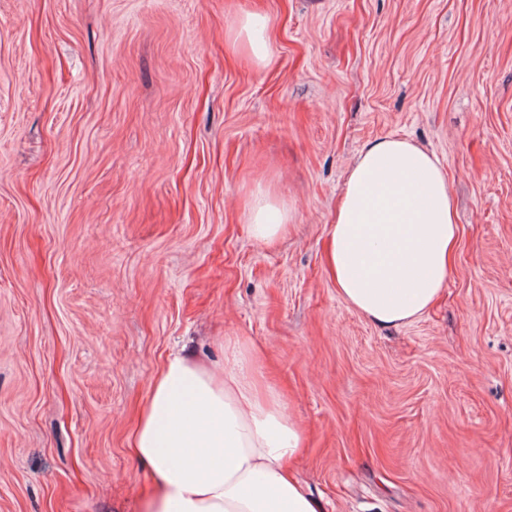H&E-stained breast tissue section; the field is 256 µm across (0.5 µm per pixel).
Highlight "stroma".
I'll return each mask as SVG.
<instances>
[{
    "label": "stroma",
    "mask_w": 512,
    "mask_h": 512,
    "mask_svg": "<svg viewBox=\"0 0 512 512\" xmlns=\"http://www.w3.org/2000/svg\"><path fill=\"white\" fill-rule=\"evenodd\" d=\"M248 12L264 67L224 40ZM389 136L438 158L460 245L383 329L323 244ZM260 184L291 214L271 245ZM234 336L326 512H512V0H0V512H139L153 374ZM249 231L253 238L273 242L288 229V204L268 188L259 187L249 200Z\"/></svg>",
    "instance_id": "obj_1"
}]
</instances>
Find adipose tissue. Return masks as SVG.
<instances>
[{
	"label": "adipose tissue",
	"instance_id": "adipose-tissue-1",
	"mask_svg": "<svg viewBox=\"0 0 512 512\" xmlns=\"http://www.w3.org/2000/svg\"><path fill=\"white\" fill-rule=\"evenodd\" d=\"M228 41L255 64L272 56L268 18L245 14ZM249 231L272 242L287 204L266 188L249 200ZM452 192L437 157L411 141L368 142L349 167L325 260L338 295L382 328L420 318L437 300L457 247ZM222 365L169 356L130 447L151 470L143 512H325L292 476L304 429L254 370L262 351L227 341Z\"/></svg>",
	"mask_w": 512,
	"mask_h": 512
}]
</instances>
